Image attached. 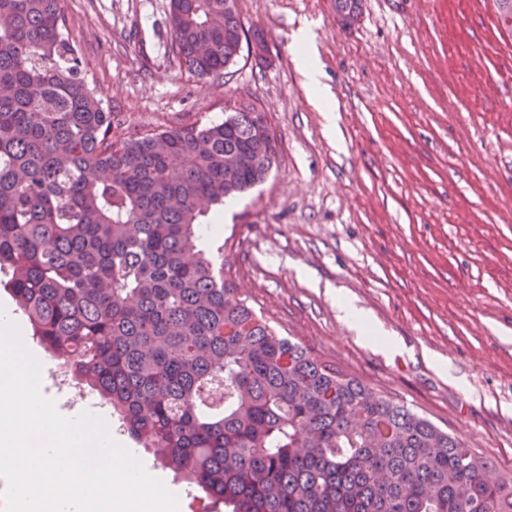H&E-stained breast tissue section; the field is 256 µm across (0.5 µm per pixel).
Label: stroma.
<instances>
[{"instance_id": "stroma-1", "label": "stroma", "mask_w": 512, "mask_h": 512, "mask_svg": "<svg viewBox=\"0 0 512 512\" xmlns=\"http://www.w3.org/2000/svg\"><path fill=\"white\" fill-rule=\"evenodd\" d=\"M496 0H237L263 57L220 79L168 55L169 0H63L81 74L126 128L220 122L245 99L280 146L222 213L224 276L281 335L512 472V31ZM315 34L337 130L292 45ZM362 308L400 352L339 317Z\"/></svg>"}]
</instances>
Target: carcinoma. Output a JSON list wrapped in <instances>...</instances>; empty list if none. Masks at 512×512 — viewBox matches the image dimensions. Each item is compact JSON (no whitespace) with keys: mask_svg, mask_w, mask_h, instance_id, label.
<instances>
[{"mask_svg":"<svg viewBox=\"0 0 512 512\" xmlns=\"http://www.w3.org/2000/svg\"><path fill=\"white\" fill-rule=\"evenodd\" d=\"M169 23L190 75L241 56L236 0H170ZM65 24L62 0H0V286L30 337L228 512H512V474L278 334L198 247L277 166L266 112L117 137Z\"/></svg>","mask_w":512,"mask_h":512,"instance_id":"cac0c4a2","label":"carcinoma"}]
</instances>
